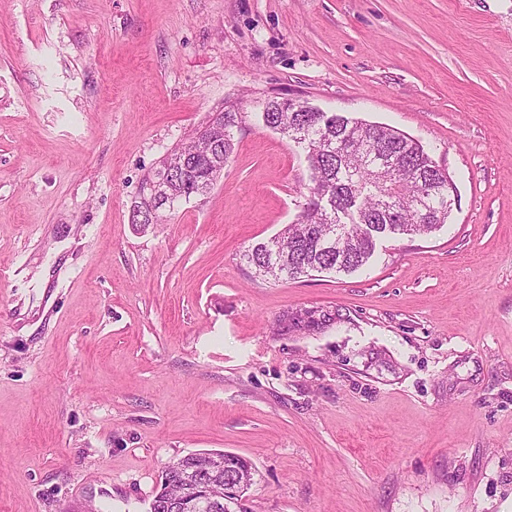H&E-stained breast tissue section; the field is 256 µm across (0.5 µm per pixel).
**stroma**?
I'll list each match as a JSON object with an SVG mask.
<instances>
[{"instance_id": "stroma-1", "label": "stroma", "mask_w": 512, "mask_h": 512, "mask_svg": "<svg viewBox=\"0 0 512 512\" xmlns=\"http://www.w3.org/2000/svg\"><path fill=\"white\" fill-rule=\"evenodd\" d=\"M390 125L456 186L427 236L274 281L305 154L268 100ZM239 111L207 195L145 175ZM0 512H149L190 453L249 512L512 503V0H0ZM306 311L315 330L287 328ZM178 149L173 150L170 154H168L161 162L158 168L152 173V175H149L146 177L142 184L141 189L148 185V184H161L164 183V173H165V166L168 164V162L172 163L174 162L175 158L178 155ZM168 187V184L165 182L161 187H152L148 186L145 190V194L150 197L151 199V206L150 207H164L166 203V198H163L166 196V188ZM213 455H224L238 457L239 455L232 452H213V453H194L186 455L180 459H183V462L186 466H191L194 470V477L198 474V472L202 471L199 478H201L202 482L205 481L206 485H211L214 492L218 493L221 491V486L228 481H237L242 484V491L247 490L251 486L252 481V473H251V465L248 462L249 466L247 467L245 464H242L238 467V469H229L224 470V457H213V467L214 471H222L219 476H214L212 472H208L205 470V464L208 462V456ZM197 471V472H196ZM200 481V482H201Z\"/></svg>"}]
</instances>
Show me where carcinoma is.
Returning <instances> with one entry per match:
<instances>
[{"mask_svg": "<svg viewBox=\"0 0 512 512\" xmlns=\"http://www.w3.org/2000/svg\"><path fill=\"white\" fill-rule=\"evenodd\" d=\"M264 124L303 148L312 187L297 218L274 237L245 251L255 272L272 280L300 279L313 273L354 272L375 252L378 240L396 234L427 235L448 222L455 187L448 174L414 138L391 127L350 118L338 112L310 108L290 112L284 101H269ZM238 113H224V126L211 132L223 161L234 151ZM188 172L167 207L192 196H204L214 186L208 147L192 141L168 154L142 185L164 182L165 166L176 157ZM331 321L309 311L294 316L288 327L315 329ZM214 492L229 481L251 486V467L241 465L216 476L205 470L208 454L183 457Z\"/></svg>", "mask_w": 512, "mask_h": 512, "instance_id": "carcinoma-1", "label": "carcinoma"}]
</instances>
